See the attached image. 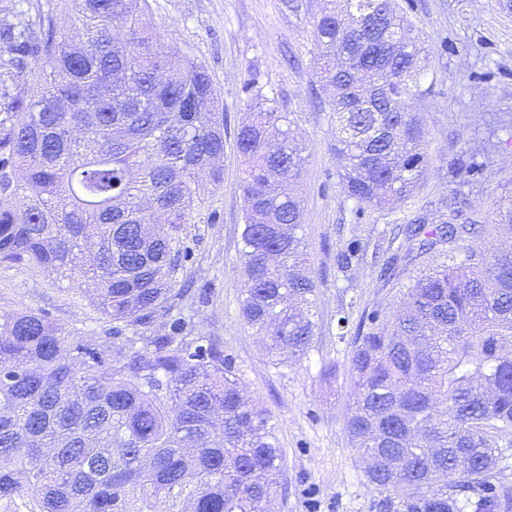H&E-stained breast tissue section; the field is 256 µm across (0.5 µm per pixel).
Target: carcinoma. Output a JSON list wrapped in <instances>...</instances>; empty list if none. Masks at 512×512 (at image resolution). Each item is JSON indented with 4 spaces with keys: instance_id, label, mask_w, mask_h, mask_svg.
<instances>
[{
    "instance_id": "cac0c4a2",
    "label": "carcinoma",
    "mask_w": 512,
    "mask_h": 512,
    "mask_svg": "<svg viewBox=\"0 0 512 512\" xmlns=\"http://www.w3.org/2000/svg\"><path fill=\"white\" fill-rule=\"evenodd\" d=\"M0 18V264L92 286L112 340L73 341L44 314L0 315V509L276 512L283 451L233 358L172 314L193 251L183 226L223 171L224 108L204 66L163 45L149 0H17ZM397 0H328L313 22L339 173L358 214L392 210L429 167L412 110L427 49ZM234 134L245 163L240 313L276 365L306 355L317 284L306 268L304 167L291 113L257 79ZM464 173L484 153L457 142ZM505 238L486 255L458 193L439 223L382 231L381 276L434 253L395 309L341 313L354 392L345 426L378 512H512L495 479L512 431V178L492 203ZM367 246L347 240L346 272ZM162 319V333L153 332ZM142 347H136L137 343ZM445 405L442 414L438 404Z\"/></svg>"
}]
</instances>
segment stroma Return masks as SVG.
<instances>
[{"label":"stroma","instance_id":"1","mask_svg":"<svg viewBox=\"0 0 512 512\" xmlns=\"http://www.w3.org/2000/svg\"><path fill=\"white\" fill-rule=\"evenodd\" d=\"M301 3L294 12L283 0H150V22L163 43L205 66L227 118L224 180L183 231L193 249L187 274L207 300L188 296L179 306L191 315L194 335L210 337L233 357L246 392L274 417L283 450L274 488L279 512H377L345 429L352 389L336 322L342 313L357 322L373 305L396 307L400 284L380 280L370 258L340 272L336 254L349 235L373 244L384 225L433 213L455 188L469 209L489 211L512 176V0H402L414 34L430 50L414 104L430 165L401 208L360 217L339 184L341 160L317 64L312 22L323 0ZM253 77L272 90L280 111L294 113V134L306 148L296 191L318 328L307 355L289 366L273 363L238 313L244 163L233 130L247 105L243 85ZM475 137L491 145L488 175L463 183L452 175L457 143ZM211 210L218 223H207ZM21 310L46 314L66 335L100 344L112 327L77 281L35 265H0V315Z\"/></svg>","mask_w":512,"mask_h":512}]
</instances>
